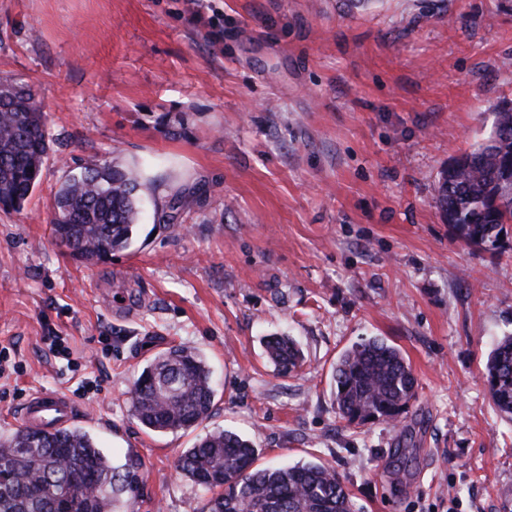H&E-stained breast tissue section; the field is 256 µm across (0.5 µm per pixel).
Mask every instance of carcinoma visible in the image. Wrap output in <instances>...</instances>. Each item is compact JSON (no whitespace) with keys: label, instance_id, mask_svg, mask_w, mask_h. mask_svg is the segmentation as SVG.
I'll list each match as a JSON object with an SVG mask.
<instances>
[{"label":"carcinoma","instance_id":"cac0c4a2","mask_svg":"<svg viewBox=\"0 0 512 512\" xmlns=\"http://www.w3.org/2000/svg\"><path fill=\"white\" fill-rule=\"evenodd\" d=\"M491 137L440 172L435 203L466 244L497 252L512 222V102L494 109ZM49 136L33 91L0 81V205L19 208L49 158ZM143 173L94 164L67 176L55 192L50 224L69 255L95 263L131 248L140 228ZM279 375L304 362L287 336L263 340ZM495 409L512 419V335L499 339L483 373ZM336 417L349 427L398 422L416 400L417 379L401 352L381 339L352 346L334 367ZM215 390L204 358L174 345L142 370L131 389L134 415L154 433L187 431L211 413ZM252 443L230 430L211 432L184 450L179 474L205 496L200 512H355L342 478L324 463L256 467ZM140 463H109L91 437L75 428L55 432L19 427L0 440V512H118L139 483Z\"/></svg>","mask_w":512,"mask_h":512}]
</instances>
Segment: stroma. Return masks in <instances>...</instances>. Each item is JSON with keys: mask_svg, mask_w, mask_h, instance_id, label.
Segmentation results:
<instances>
[{"mask_svg": "<svg viewBox=\"0 0 512 512\" xmlns=\"http://www.w3.org/2000/svg\"><path fill=\"white\" fill-rule=\"evenodd\" d=\"M0 78L33 90L51 145L22 209L0 208V356L18 366L0 435L30 393L69 397L110 461L141 464L126 512H197L175 461L217 429L261 466H332L356 512L512 508V421L483 382L512 335V237L492 257L435 206L441 170L512 100V0H0ZM104 163L143 170L142 227L82 263L51 204ZM270 335L301 370L273 372ZM375 336L417 399L401 424L343 426L333 368ZM174 344L206 357L214 406L150 433L130 390ZM263 346L267 361L278 375H289L303 365L302 350L288 336H267Z\"/></svg>", "mask_w": 512, "mask_h": 512, "instance_id": "1", "label": "stroma"}]
</instances>
